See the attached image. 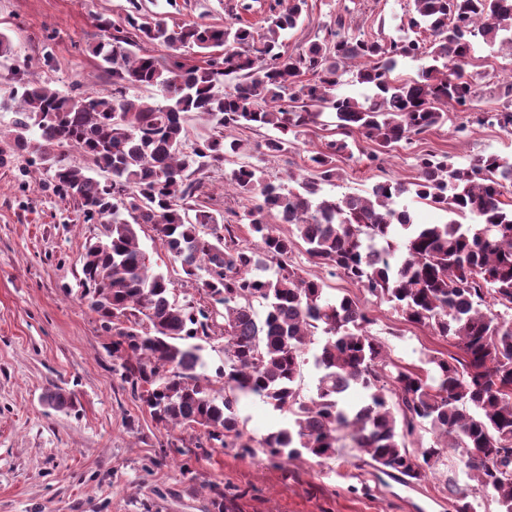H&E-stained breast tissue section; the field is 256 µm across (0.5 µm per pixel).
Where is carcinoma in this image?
Returning a JSON list of instances; mask_svg holds the SVG:
<instances>
[{
	"label": "carcinoma",
	"instance_id": "1",
	"mask_svg": "<svg viewBox=\"0 0 512 512\" xmlns=\"http://www.w3.org/2000/svg\"><path fill=\"white\" fill-rule=\"evenodd\" d=\"M306 0H273L265 26L240 22L252 9L227 0L239 20L224 27L168 23L129 0L121 23L93 49L112 78V94L65 95L18 77V102L6 132L16 151L36 156L61 196L79 202L85 217L104 223V238L85 246L79 262L81 298L112 334L120 377L157 422L200 431L195 447L237 448L271 460L305 454L336 457L341 436L380 473L421 483L447 449L461 471L512 512V161L498 154L455 167L448 156L415 158L412 182H378L365 194L322 193L336 180V159L363 140L377 150L370 162L448 119V108L471 106L482 73L473 70L479 39L512 56V0H414L404 35L365 40L354 34L348 10L323 26L307 48L279 52L282 32L298 25ZM196 48L200 65L162 63L142 44ZM405 59L423 60L418 77L392 78ZM357 61L354 82L373 95L341 94V68ZM236 82L219 90L228 76ZM156 86L164 102H137L129 90ZM336 119L337 137L309 157L312 172L285 187L242 163L229 184L261 197L225 216L201 200L205 174L233 157L258 151L278 157L300 135ZM200 113L209 138L186 147V120ZM487 121L512 132V107ZM267 128L257 147L226 134ZM79 151L85 165L66 159ZM106 174L105 180L93 173ZM411 195L448 214L439 224L417 222L398 199ZM290 226L289 233L279 226ZM149 226L203 295L178 304L175 281L153 272L138 231ZM260 239L251 247L238 230ZM301 247L329 276L340 275L387 302L413 324L455 341L461 354L431 356L425 372L389 359L368 326L370 312L347 295H330L326 280L289 263ZM224 338V364L212 379L202 342ZM312 362L315 390L302 393L303 365ZM362 392L354 402L349 393ZM255 397L288 417L256 438L237 416L243 397ZM439 440L409 450L425 426ZM455 512H476L477 499L448 479Z\"/></svg>",
	"mask_w": 512,
	"mask_h": 512
}]
</instances>
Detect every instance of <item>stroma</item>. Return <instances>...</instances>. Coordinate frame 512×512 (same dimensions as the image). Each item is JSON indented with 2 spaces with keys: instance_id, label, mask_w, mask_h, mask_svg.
Masks as SVG:
<instances>
[{
  "instance_id": "1",
  "label": "stroma",
  "mask_w": 512,
  "mask_h": 512,
  "mask_svg": "<svg viewBox=\"0 0 512 512\" xmlns=\"http://www.w3.org/2000/svg\"><path fill=\"white\" fill-rule=\"evenodd\" d=\"M144 6L179 23L226 20L224 0H144ZM412 6V0H307L305 22L282 35V49L291 53L313 40L345 8L359 37H395ZM126 8V0H0V33L13 46L10 59L0 61V512H450L445 483L460 471L454 452L446 453L436 476L412 487L379 473L348 446L322 463L305 456L274 464L235 448L194 455L195 432L157 424L121 380L112 337L77 285L79 257L101 227L54 191L31 156L15 154L3 132L13 119L15 68L27 67L64 93L110 94L90 48L100 38L99 21H121ZM474 63L485 73L477 109L449 112L444 125L375 163L366 157L371 144L362 143L338 159L339 175L325 193L339 197L385 179L413 181L414 157L422 151L447 154L456 166L490 153L512 159V135L480 121L500 106L512 59L479 43ZM323 119L288 154L262 161L267 178L307 174V158L334 116ZM140 243L153 270L175 281L176 300L198 301L154 232L142 234ZM327 283L332 294L370 309V333L400 366L419 368L429 355L454 352L451 340L406 322L391 303L337 276ZM56 389L69 399L65 408L45 400ZM237 414L257 438L286 424L257 400L241 401ZM180 443L188 454L177 452Z\"/></svg>"
}]
</instances>
